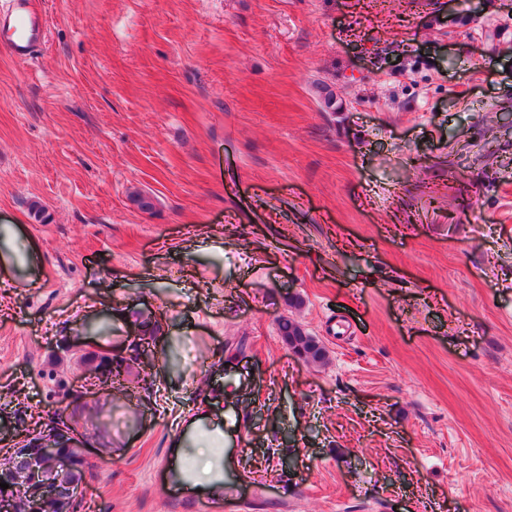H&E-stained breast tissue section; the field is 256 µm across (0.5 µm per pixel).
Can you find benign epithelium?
Here are the masks:
<instances>
[{"label": "benign epithelium", "mask_w": 512, "mask_h": 512, "mask_svg": "<svg viewBox=\"0 0 512 512\" xmlns=\"http://www.w3.org/2000/svg\"><path fill=\"white\" fill-rule=\"evenodd\" d=\"M64 440L65 436L57 433L33 443L14 445L6 462L0 465L9 490L24 489L35 501L52 498L66 507L75 503L81 496L82 483L71 476L73 464L60 446ZM46 460L54 465L51 477L44 470Z\"/></svg>", "instance_id": "7a95c632"}]
</instances>
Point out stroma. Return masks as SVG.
Listing matches in <instances>:
<instances>
[{
    "label": "stroma",
    "mask_w": 512,
    "mask_h": 512,
    "mask_svg": "<svg viewBox=\"0 0 512 512\" xmlns=\"http://www.w3.org/2000/svg\"><path fill=\"white\" fill-rule=\"evenodd\" d=\"M37 4L0 45V456L59 410L79 512H198L151 472L234 410L272 500L232 512H512V0ZM0 20V41L10 53L27 58L44 37L45 22L35 0H12ZM278 332L288 348L306 361L323 362L327 351L320 342L298 323L283 317L277 323Z\"/></svg>",
    "instance_id": "obj_1"
}]
</instances>
